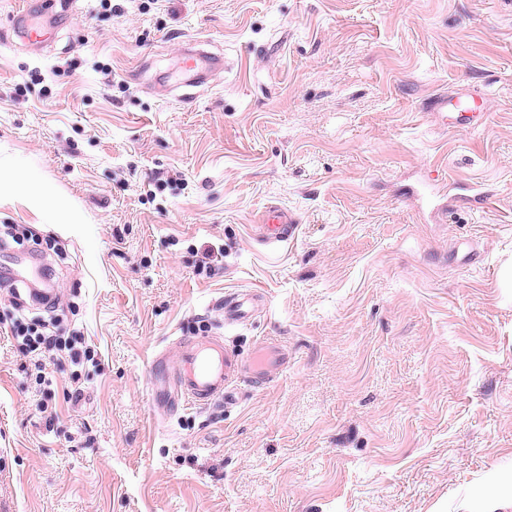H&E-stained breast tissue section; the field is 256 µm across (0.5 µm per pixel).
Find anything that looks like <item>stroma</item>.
Masks as SVG:
<instances>
[{
	"label": "stroma",
	"mask_w": 512,
	"mask_h": 512,
	"mask_svg": "<svg viewBox=\"0 0 512 512\" xmlns=\"http://www.w3.org/2000/svg\"><path fill=\"white\" fill-rule=\"evenodd\" d=\"M26 2L0 0V163L60 211L0 193V512H512V0H46L40 45ZM191 45L222 59L199 87ZM474 95L478 130L430 110ZM269 206L288 243L253 234ZM19 311L96 353L47 363L51 399ZM211 333L288 365L156 393ZM263 296L254 290L231 293L220 301L224 305V318L231 322L247 319L262 302Z\"/></svg>",
	"instance_id": "35a3bbf8"
}]
</instances>
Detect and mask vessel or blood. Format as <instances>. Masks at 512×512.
I'll use <instances>...</instances> for the list:
<instances>
[{"mask_svg":"<svg viewBox=\"0 0 512 512\" xmlns=\"http://www.w3.org/2000/svg\"><path fill=\"white\" fill-rule=\"evenodd\" d=\"M259 232L268 243L288 241L294 231V221L287 212L271 207L259 217ZM263 297L253 290L238 291L225 296L224 316L231 322L247 319ZM288 363V355L276 344L261 347L250 362L228 353L219 337L205 339L180 338L178 363L167 367L163 359H156L151 376L153 384L171 380L177 394L189 404L205 407L229 400L235 384L243 374L250 373L263 378L273 376Z\"/></svg>","mask_w":512,"mask_h":512,"instance_id":"b4317fda","label":"vessel or blood"}]
</instances>
